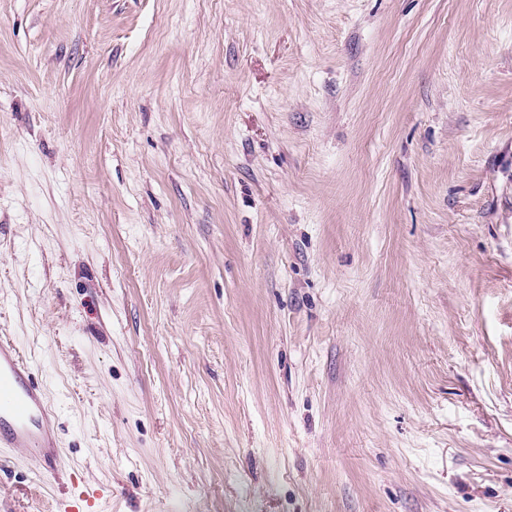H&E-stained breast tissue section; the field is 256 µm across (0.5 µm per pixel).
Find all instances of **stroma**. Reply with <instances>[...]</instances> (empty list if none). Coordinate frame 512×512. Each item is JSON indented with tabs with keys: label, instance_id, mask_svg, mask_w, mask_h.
I'll list each match as a JSON object with an SVG mask.
<instances>
[{
	"label": "stroma",
	"instance_id": "stroma-1",
	"mask_svg": "<svg viewBox=\"0 0 512 512\" xmlns=\"http://www.w3.org/2000/svg\"><path fill=\"white\" fill-rule=\"evenodd\" d=\"M0 512H512V0H0ZM30 360L0 340V446L36 450L47 470L57 448L53 413L44 387L33 377Z\"/></svg>",
	"mask_w": 512,
	"mask_h": 512
}]
</instances>
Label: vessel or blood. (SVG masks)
I'll list each match as a JSON object with an SVG mask.
<instances>
[{
    "label": "vessel or blood",
    "mask_w": 512,
    "mask_h": 512,
    "mask_svg": "<svg viewBox=\"0 0 512 512\" xmlns=\"http://www.w3.org/2000/svg\"><path fill=\"white\" fill-rule=\"evenodd\" d=\"M44 388L33 376L30 360L7 340H0V446L37 451L53 468L56 433Z\"/></svg>",
    "instance_id": "1"
}]
</instances>
